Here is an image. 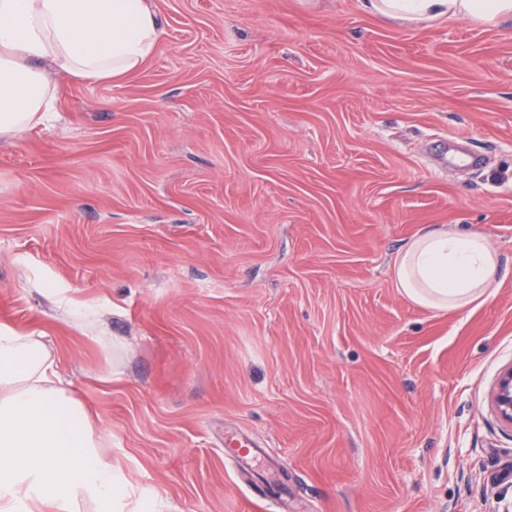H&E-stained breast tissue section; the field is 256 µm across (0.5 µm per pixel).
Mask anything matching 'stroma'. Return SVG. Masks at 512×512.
Segmentation results:
<instances>
[{
	"label": "stroma",
	"mask_w": 512,
	"mask_h": 512,
	"mask_svg": "<svg viewBox=\"0 0 512 512\" xmlns=\"http://www.w3.org/2000/svg\"><path fill=\"white\" fill-rule=\"evenodd\" d=\"M151 2L159 53L0 140V324L44 338L135 512L512 506V24ZM444 225L499 276L436 312L391 267ZM492 402L499 417L512 427V365L501 371Z\"/></svg>",
	"instance_id": "stroma-1"
}]
</instances>
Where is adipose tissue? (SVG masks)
Returning <instances> with one entry per match:
<instances>
[{
	"label": "adipose tissue",
	"instance_id": "adipose-tissue-1",
	"mask_svg": "<svg viewBox=\"0 0 512 512\" xmlns=\"http://www.w3.org/2000/svg\"><path fill=\"white\" fill-rule=\"evenodd\" d=\"M384 20L512 19V0H362ZM164 30L149 0H0V140L53 118L57 77L91 82L136 72ZM484 235L428 227L398 253L392 277L413 303L464 308L496 284ZM105 436L68 388L42 337L0 325V512H116L127 481L99 453Z\"/></svg>",
	"mask_w": 512,
	"mask_h": 512
}]
</instances>
